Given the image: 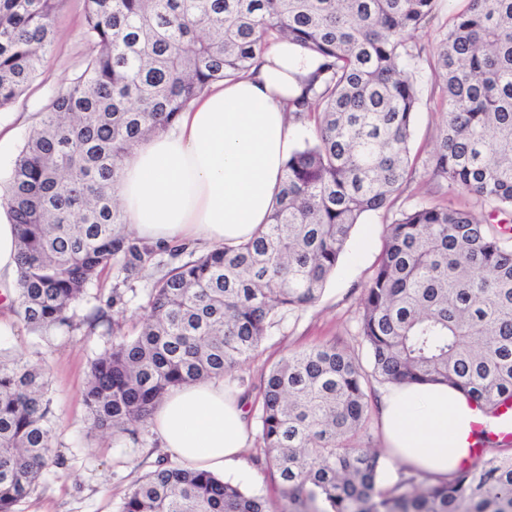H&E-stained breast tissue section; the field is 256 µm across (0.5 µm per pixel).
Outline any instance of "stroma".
<instances>
[{
    "instance_id": "35a3bbf8",
    "label": "stroma",
    "mask_w": 512,
    "mask_h": 512,
    "mask_svg": "<svg viewBox=\"0 0 512 512\" xmlns=\"http://www.w3.org/2000/svg\"><path fill=\"white\" fill-rule=\"evenodd\" d=\"M83 0H66L56 19V39L44 58L41 71L26 93L11 108L8 119L0 121V179H6L11 162L38 119L50 96L66 87L81 70L87 47L83 36ZM420 108L410 149L417 170L408 189L396 202L407 209L420 201L465 203L463 193L444 181L429 179L426 163L438 128L446 119L439 89L429 67L419 77ZM392 215L379 210L366 213L352 232V241H363L359 256L345 254L329 278L320 299L308 308L277 320L254 354L224 376V387L243 393L246 384L258 382L289 351L334 342L350 348L359 315L353 291L363 288L383 247L384 231ZM187 253L158 252L123 291V299L110 311L123 333L134 334L135 323L143 316L149 293L164 265L187 260ZM123 279L118 268L105 270L73 311L79 325L72 331L35 332L13 308H0V323L10 328L0 337V353L12 358L39 362L49 376V397L55 433L54 456L35 489L19 503L17 512H116L119 503L136 482L152 471L166 453L150 426H143L138 440L116 437L93 428L83 402L90 360L110 348L113 337L104 328L88 330L83 318L104 304L113 287Z\"/></svg>"
}]
</instances>
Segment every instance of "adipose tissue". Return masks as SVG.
Listing matches in <instances>:
<instances>
[{"label": "adipose tissue", "mask_w": 512, "mask_h": 512, "mask_svg": "<svg viewBox=\"0 0 512 512\" xmlns=\"http://www.w3.org/2000/svg\"><path fill=\"white\" fill-rule=\"evenodd\" d=\"M315 58L272 43L249 74L214 84L174 125L143 142L120 170L117 193L128 224L154 247L197 242L214 248L248 241L266 224L294 147L290 99L301 94ZM385 443L402 465L446 480L468 451L474 423L499 431L466 397L444 384L383 392ZM163 448L189 466L253 473L242 453L250 435L246 404L220 379L171 391L149 419Z\"/></svg>", "instance_id": "1"}]
</instances>
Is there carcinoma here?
<instances>
[{
  "mask_svg": "<svg viewBox=\"0 0 512 512\" xmlns=\"http://www.w3.org/2000/svg\"><path fill=\"white\" fill-rule=\"evenodd\" d=\"M432 50L415 41L437 0H83L88 53L51 97L0 188L18 226L17 314L34 331L72 330V306L112 265L130 277L155 249L125 233L121 164L210 87L249 72L286 39L317 70L290 103L314 141L290 154L270 223L249 241L170 268L136 335L90 364L94 427L138 440L173 389L222 377L275 319L315 304L362 216L390 206L414 171L418 73L446 106L427 173L472 207L420 202L386 226L359 301L355 350H295L247 386L262 455L288 512H512V441L436 482L403 468L380 480L361 439L375 385L443 382L488 417L512 401V0H467ZM65 0H0V111L30 87ZM44 365L0 356V512L52 462ZM277 504L199 469L160 461L117 512H276Z\"/></svg>",
  "mask_w": 512,
  "mask_h": 512,
  "instance_id": "1",
  "label": "carcinoma"
}]
</instances>
